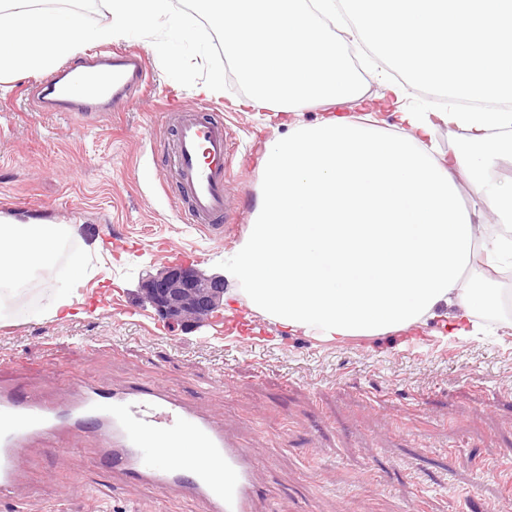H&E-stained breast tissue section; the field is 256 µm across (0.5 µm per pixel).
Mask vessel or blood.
<instances>
[{
    "label": "vessel or blood",
    "instance_id": "b4317fda",
    "mask_svg": "<svg viewBox=\"0 0 512 512\" xmlns=\"http://www.w3.org/2000/svg\"><path fill=\"white\" fill-rule=\"evenodd\" d=\"M150 84L144 56L136 51H96L65 64L31 91L38 111L72 117L130 106ZM178 183L187 200L185 223L224 237L232 205L225 189L229 143L214 106L173 114ZM68 431L92 436L101 460L132 481L162 492L204 501L208 512H252L253 460L215 417L193 403L145 382L111 390L72 380L59 398L18 396L0 387V494L17 478L28 443ZM185 439L180 460L165 440Z\"/></svg>",
    "mask_w": 512,
    "mask_h": 512
}]
</instances>
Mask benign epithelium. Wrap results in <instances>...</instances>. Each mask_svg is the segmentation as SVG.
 <instances>
[{
	"label": "benign epithelium",
	"instance_id": "7a95c632",
	"mask_svg": "<svg viewBox=\"0 0 512 512\" xmlns=\"http://www.w3.org/2000/svg\"><path fill=\"white\" fill-rule=\"evenodd\" d=\"M223 295L224 277L183 265L166 267L144 285V300L172 323L206 322Z\"/></svg>",
	"mask_w": 512,
	"mask_h": 512
}]
</instances>
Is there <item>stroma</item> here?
<instances>
[{"mask_svg": "<svg viewBox=\"0 0 512 512\" xmlns=\"http://www.w3.org/2000/svg\"><path fill=\"white\" fill-rule=\"evenodd\" d=\"M153 91L121 112L70 119L35 111L25 77L0 84V220L74 224L87 271L72 317L42 313L33 289L0 320V385L51 398L73 378L113 388L160 384L223 418L254 450L253 512H512V329L448 336L441 320L372 338L291 334L248 306L172 325L143 283L177 251L242 294L232 269L263 176L265 113L222 107L233 155L234 222L223 240L183 223L167 110L200 104L164 72L146 39ZM207 512L134 485L99 460L90 436L33 442L0 512Z\"/></svg>", "mask_w": 512, "mask_h": 512, "instance_id": "stroma-1", "label": "stroma"}]
</instances>
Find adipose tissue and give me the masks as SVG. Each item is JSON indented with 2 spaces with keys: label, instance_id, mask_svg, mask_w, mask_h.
<instances>
[{
  "label": "adipose tissue",
  "instance_id": "1",
  "mask_svg": "<svg viewBox=\"0 0 512 512\" xmlns=\"http://www.w3.org/2000/svg\"><path fill=\"white\" fill-rule=\"evenodd\" d=\"M224 34V55L248 87L239 111L272 112L263 172L234 275L245 298L289 332L340 341L408 330L447 307L449 335H486L484 315L512 298L467 277L477 253L512 270V182L487 184V161L512 156V0H202ZM374 54L382 109L365 100L348 43ZM478 102L417 112L412 90ZM362 101L355 117L299 115L316 102ZM464 132L467 151L443 153L439 127ZM469 172L491 224L459 203ZM73 224L0 221V319L40 272L78 278L86 256L63 253Z\"/></svg>",
  "mask_w": 512,
  "mask_h": 512
}]
</instances>
